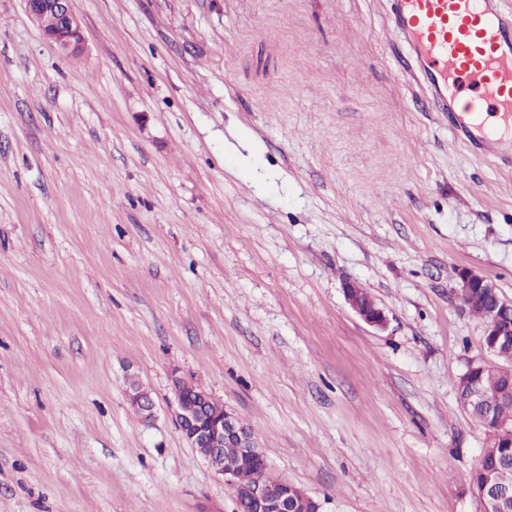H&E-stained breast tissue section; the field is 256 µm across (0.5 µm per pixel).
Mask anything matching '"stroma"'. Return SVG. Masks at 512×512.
<instances>
[{
  "label": "stroma",
  "mask_w": 512,
  "mask_h": 512,
  "mask_svg": "<svg viewBox=\"0 0 512 512\" xmlns=\"http://www.w3.org/2000/svg\"><path fill=\"white\" fill-rule=\"evenodd\" d=\"M389 7L73 0L71 57L0 0V512H234L178 377L320 512H480L457 381L499 359L455 289L512 301V169L449 134ZM458 289H456V296L461 305L465 310L468 308L467 299L471 293L472 288L482 287L484 285L491 286L492 283L483 277L472 274L468 271H461L458 274ZM345 296L351 309L368 325L377 329H384L388 319L383 309L379 310L378 315H371L362 307L363 300L376 304L368 291L355 282H349L345 285Z\"/></svg>",
  "instance_id": "obj_1"
}]
</instances>
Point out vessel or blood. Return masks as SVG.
<instances>
[{"instance_id": "b4317fda", "label": "vessel or blood", "mask_w": 512, "mask_h": 512, "mask_svg": "<svg viewBox=\"0 0 512 512\" xmlns=\"http://www.w3.org/2000/svg\"><path fill=\"white\" fill-rule=\"evenodd\" d=\"M415 77L449 129L481 157L512 166V8L505 0H392Z\"/></svg>"}]
</instances>
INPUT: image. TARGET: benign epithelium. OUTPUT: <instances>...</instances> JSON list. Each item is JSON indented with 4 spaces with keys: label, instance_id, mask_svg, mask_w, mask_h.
Segmentation results:
<instances>
[{
    "label": "benign epithelium",
    "instance_id": "obj_1",
    "mask_svg": "<svg viewBox=\"0 0 512 512\" xmlns=\"http://www.w3.org/2000/svg\"><path fill=\"white\" fill-rule=\"evenodd\" d=\"M25 10L38 25L43 38L67 55L84 52V39L80 21L72 8V0H24ZM489 284L483 277L468 271L458 274L456 296L462 308H468L467 299L471 289ZM345 296L351 309L368 325L377 329L386 327L388 319L384 310L372 315L362 307V301H373L368 291L355 282L345 285ZM176 405L175 421L178 430L193 448H207L204 459L215 476L222 480L232 492L236 512H297L298 498L307 494L296 486L269 473L268 466L255 468L253 482L243 487L234 473L224 470V440L237 442L241 456L248 463L258 461L257 442L252 430L236 414L224 410L211 412L200 405L189 404L174 391ZM482 505V512H499L501 505L512 500V482L507 483L497 476L474 492Z\"/></svg>",
    "mask_w": 512,
    "mask_h": 512
}]
</instances>
